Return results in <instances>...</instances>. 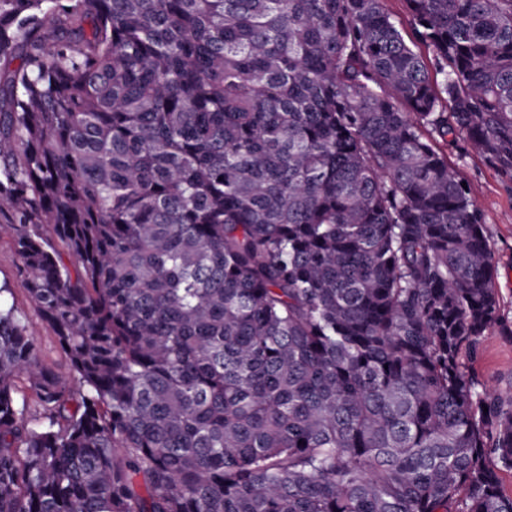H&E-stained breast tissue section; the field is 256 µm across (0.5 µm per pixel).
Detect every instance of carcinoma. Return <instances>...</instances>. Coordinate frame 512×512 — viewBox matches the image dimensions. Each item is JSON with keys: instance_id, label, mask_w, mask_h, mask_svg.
<instances>
[{"instance_id": "cac0c4a2", "label": "carcinoma", "mask_w": 512, "mask_h": 512, "mask_svg": "<svg viewBox=\"0 0 512 512\" xmlns=\"http://www.w3.org/2000/svg\"><path fill=\"white\" fill-rule=\"evenodd\" d=\"M405 2L0 0V221L69 363L0 308V512H512L433 144L512 181V0Z\"/></svg>"}]
</instances>
